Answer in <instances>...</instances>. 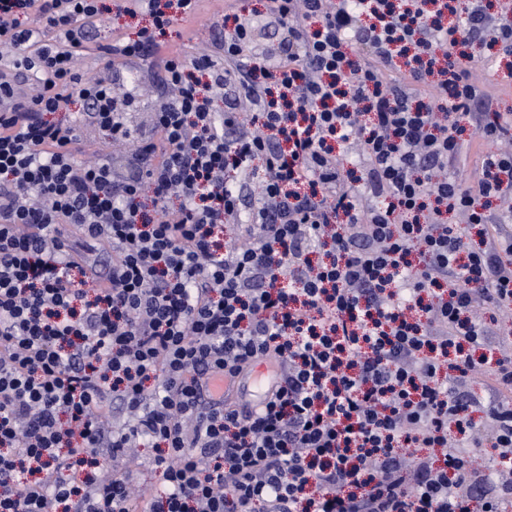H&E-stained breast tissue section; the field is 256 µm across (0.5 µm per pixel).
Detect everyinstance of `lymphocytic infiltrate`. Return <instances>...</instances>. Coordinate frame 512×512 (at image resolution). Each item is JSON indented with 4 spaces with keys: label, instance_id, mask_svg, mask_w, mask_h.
I'll use <instances>...</instances> for the list:
<instances>
[{
    "label": "lymphocytic infiltrate",
    "instance_id": "lymphocytic-infiltrate-1",
    "mask_svg": "<svg viewBox=\"0 0 512 512\" xmlns=\"http://www.w3.org/2000/svg\"><path fill=\"white\" fill-rule=\"evenodd\" d=\"M198 2L130 0L150 26L89 74L101 0H0V512H506L512 360L484 347L486 316L512 312V216L490 210L512 153L470 184L448 166L471 137L512 140L467 52L512 61V0H265L291 37L275 61L248 18L223 60L167 49ZM115 59L158 63L173 91L153 136L125 123ZM232 86L255 112L218 108ZM82 118L133 140L124 175L73 152ZM473 372L498 396L497 480L461 447L451 384ZM140 447L158 491L103 471Z\"/></svg>",
    "mask_w": 512,
    "mask_h": 512
}]
</instances>
